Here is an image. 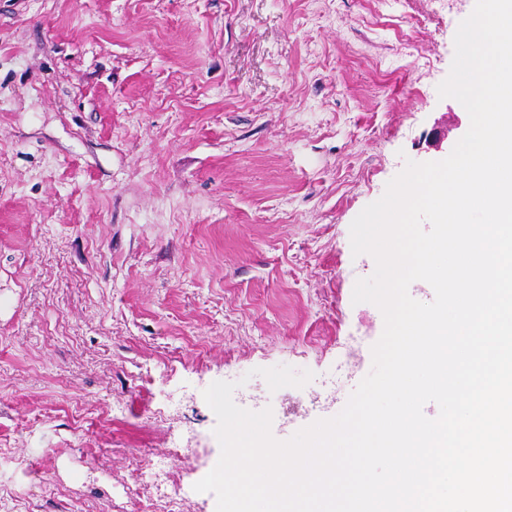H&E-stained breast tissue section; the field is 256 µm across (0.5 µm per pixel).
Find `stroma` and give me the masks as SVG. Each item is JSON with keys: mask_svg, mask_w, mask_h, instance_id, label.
Listing matches in <instances>:
<instances>
[{"mask_svg": "<svg viewBox=\"0 0 512 512\" xmlns=\"http://www.w3.org/2000/svg\"><path fill=\"white\" fill-rule=\"evenodd\" d=\"M475 3L0 0V512H136L160 463L216 512V381L281 441L343 410L384 328L350 225L467 132Z\"/></svg>", "mask_w": 512, "mask_h": 512, "instance_id": "1", "label": "stroma"}]
</instances>
